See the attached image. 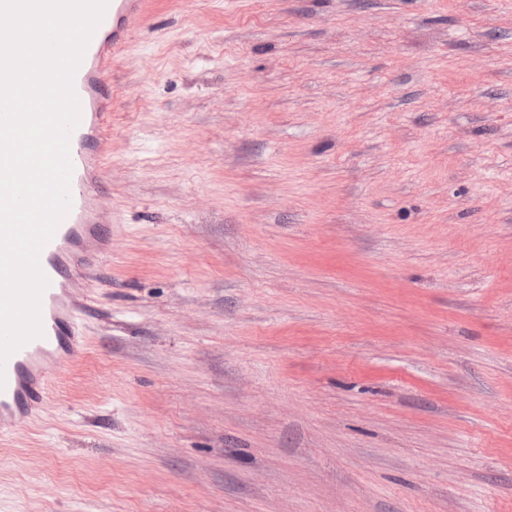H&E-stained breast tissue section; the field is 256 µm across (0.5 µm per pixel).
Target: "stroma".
Masks as SVG:
<instances>
[{
  "label": "stroma",
  "instance_id": "obj_1",
  "mask_svg": "<svg viewBox=\"0 0 512 512\" xmlns=\"http://www.w3.org/2000/svg\"><path fill=\"white\" fill-rule=\"evenodd\" d=\"M112 94L0 512H512V0H158Z\"/></svg>",
  "mask_w": 512,
  "mask_h": 512
}]
</instances>
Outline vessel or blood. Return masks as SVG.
<instances>
[{
    "mask_svg": "<svg viewBox=\"0 0 512 512\" xmlns=\"http://www.w3.org/2000/svg\"><path fill=\"white\" fill-rule=\"evenodd\" d=\"M155 0H109L76 72L81 121L70 139L72 206L41 252L50 285L42 298L44 334L5 364L0 389V439L20 432L47 403L54 373L65 372L87 350L84 326L92 275L112 252V206L102 185L112 154L111 71Z\"/></svg>",
    "mask_w": 512,
    "mask_h": 512,
    "instance_id": "b4317fda",
    "label": "vessel or blood"
}]
</instances>
